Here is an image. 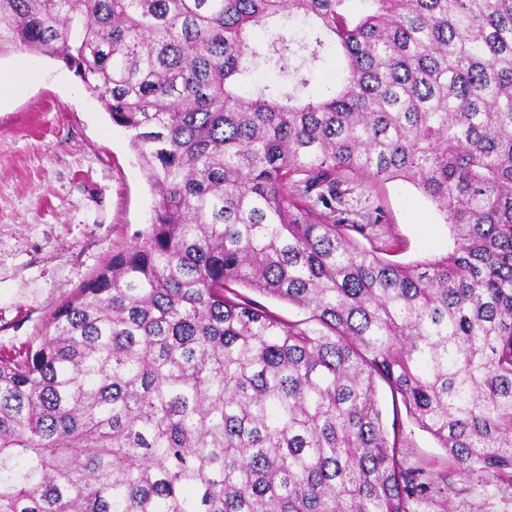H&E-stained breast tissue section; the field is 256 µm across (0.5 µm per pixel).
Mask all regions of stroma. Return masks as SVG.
I'll return each instance as SVG.
<instances>
[{
  "instance_id": "stroma-1",
  "label": "stroma",
  "mask_w": 512,
  "mask_h": 512,
  "mask_svg": "<svg viewBox=\"0 0 512 512\" xmlns=\"http://www.w3.org/2000/svg\"><path fill=\"white\" fill-rule=\"evenodd\" d=\"M155 197L130 146L62 61L0 91V352L38 344L52 310L150 222ZM361 242L410 263L451 250L442 215L411 184L355 182ZM448 510L512 512L499 487L458 479Z\"/></svg>"
}]
</instances>
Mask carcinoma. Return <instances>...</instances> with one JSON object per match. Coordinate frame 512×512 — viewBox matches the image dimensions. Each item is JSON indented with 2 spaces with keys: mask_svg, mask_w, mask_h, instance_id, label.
Here are the masks:
<instances>
[{
  "mask_svg": "<svg viewBox=\"0 0 512 512\" xmlns=\"http://www.w3.org/2000/svg\"><path fill=\"white\" fill-rule=\"evenodd\" d=\"M348 2L0 0V55L72 70L156 197L40 342L0 353V512H419L457 477L512 489V0ZM283 13L309 33L256 45ZM329 47L342 76L313 100ZM260 62L283 81L246 87ZM357 179L412 184L452 250L360 244ZM403 412L440 470L412 461ZM239 292L246 294L253 299H256L261 304H263L268 310L271 312L285 318V319H291V320H298L304 318V315L300 310L297 308L289 305L286 302L277 300L275 298L270 297H263L256 293H253L245 288H238Z\"/></svg>",
  "mask_w": 512,
  "mask_h": 512,
  "instance_id": "1",
  "label": "carcinoma"
}]
</instances>
